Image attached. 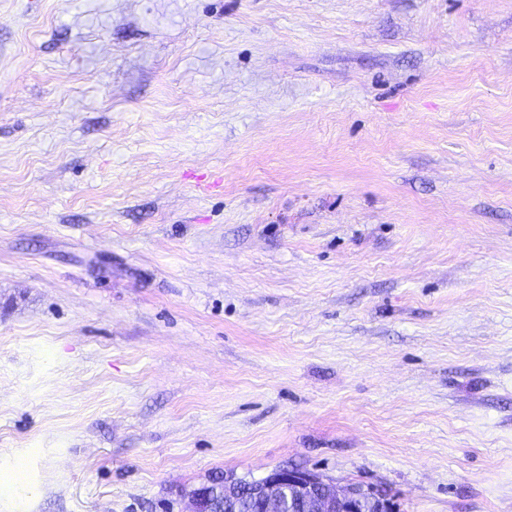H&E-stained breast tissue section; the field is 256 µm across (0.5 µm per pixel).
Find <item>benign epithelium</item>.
<instances>
[{"mask_svg":"<svg viewBox=\"0 0 512 512\" xmlns=\"http://www.w3.org/2000/svg\"><path fill=\"white\" fill-rule=\"evenodd\" d=\"M255 494L262 512H362L365 498L374 493L367 487L343 489L326 482L315 473L304 470L279 469L254 481Z\"/></svg>","mask_w":512,"mask_h":512,"instance_id":"7a95c632","label":"benign epithelium"}]
</instances>
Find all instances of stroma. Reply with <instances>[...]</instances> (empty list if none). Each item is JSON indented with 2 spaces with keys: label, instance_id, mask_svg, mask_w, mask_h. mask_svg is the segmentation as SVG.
Masks as SVG:
<instances>
[{
  "label": "stroma",
  "instance_id": "obj_1",
  "mask_svg": "<svg viewBox=\"0 0 512 512\" xmlns=\"http://www.w3.org/2000/svg\"><path fill=\"white\" fill-rule=\"evenodd\" d=\"M280 468L512 512V0H0V512Z\"/></svg>",
  "mask_w": 512,
  "mask_h": 512
}]
</instances>
